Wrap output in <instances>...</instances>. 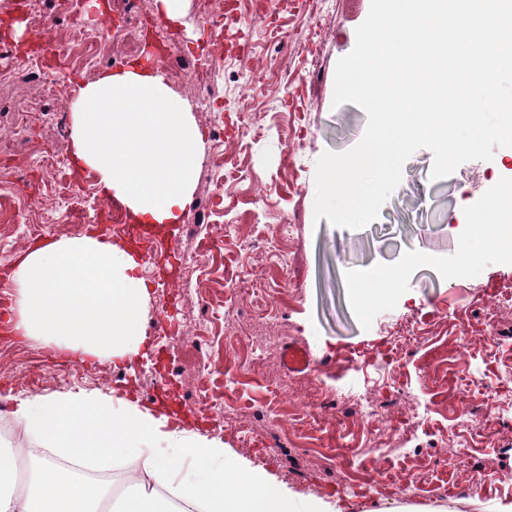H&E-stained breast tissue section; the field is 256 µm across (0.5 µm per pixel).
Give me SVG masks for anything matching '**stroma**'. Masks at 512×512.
Masks as SVG:
<instances>
[{
  "instance_id": "obj_1",
  "label": "stroma",
  "mask_w": 512,
  "mask_h": 512,
  "mask_svg": "<svg viewBox=\"0 0 512 512\" xmlns=\"http://www.w3.org/2000/svg\"><path fill=\"white\" fill-rule=\"evenodd\" d=\"M106 2L102 13L92 0H46L50 31L14 41L21 55L100 17L111 23L98 63H52L66 101L48 102L45 114L24 111L37 78L0 80V193H28L63 211L59 176L40 160L45 151L72 154L68 100L142 58L155 38V0ZM224 6L190 0L183 25L166 27L157 66L170 88L194 101L184 74L201 55L221 58L211 77L213 111H193L204 131L220 135L207 141L173 244L176 266H196L192 284L169 281L140 259L146 322L163 321L164 331L146 337L144 356L125 365L62 368L38 342L13 337L0 346V406L13 409L20 394L100 389L147 407L163 375L194 413L187 430L221 438L246 466L335 503L336 512H491L512 501V304L502 302L512 292V253L494 229L467 228L468 212L512 190V149L438 180L432 152L418 149L372 223L346 229L315 219L318 159L350 150L366 129L359 106L333 98L336 64L353 50L370 0H241L215 47L207 32ZM217 154L225 166L212 164ZM110 206L104 198L89 206L84 224H47L30 205L16 209L40 224L42 238L92 235L128 247L96 219ZM30 243L22 228L0 224V314L15 300L13 272ZM415 248L428 262L403 265ZM365 275L381 289L364 307L354 281ZM244 281L266 292V307L238 291ZM199 336L212 346V369L197 360ZM401 336L411 343L385 372L381 356ZM291 345L309 351L308 371L284 368ZM350 384L378 407L376 417L337 398ZM420 415L427 421L412 452L387 447L393 421ZM465 484L472 490L459 496Z\"/></svg>"
}]
</instances>
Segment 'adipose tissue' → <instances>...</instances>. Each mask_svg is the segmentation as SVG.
Returning a JSON list of instances; mask_svg holds the SVG:
<instances>
[{"mask_svg":"<svg viewBox=\"0 0 512 512\" xmlns=\"http://www.w3.org/2000/svg\"><path fill=\"white\" fill-rule=\"evenodd\" d=\"M73 156L141 224L178 223L206 143L186 99L163 76L131 66L103 73L69 104ZM135 256L92 236L48 239L18 260L14 332L80 360H133L149 291ZM16 425L36 449L0 448V512H336L264 471L238 479L221 440L168 430L166 415L109 393L16 397ZM132 459L116 486L63 469L76 459Z\"/></svg>","mask_w":512,"mask_h":512,"instance_id":"adipose-tissue-1","label":"adipose tissue"}]
</instances>
